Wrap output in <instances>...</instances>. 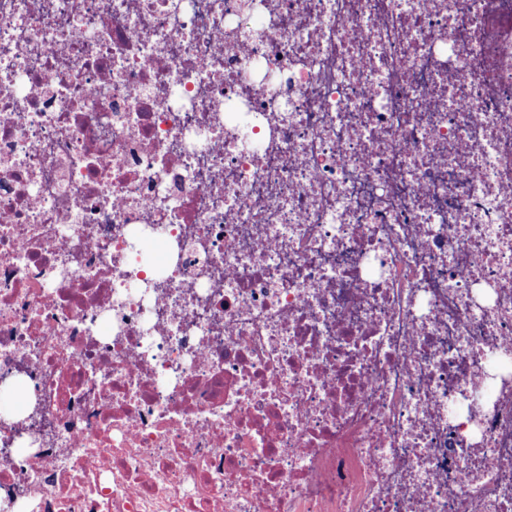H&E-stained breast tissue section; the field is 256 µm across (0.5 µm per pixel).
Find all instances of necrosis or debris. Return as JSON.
Masks as SVG:
<instances>
[{
	"instance_id": "4bbe7bcc",
	"label": "necrosis or debris",
	"mask_w": 512,
	"mask_h": 512,
	"mask_svg": "<svg viewBox=\"0 0 512 512\" xmlns=\"http://www.w3.org/2000/svg\"><path fill=\"white\" fill-rule=\"evenodd\" d=\"M512 0H0V512H512Z\"/></svg>"
}]
</instances>
